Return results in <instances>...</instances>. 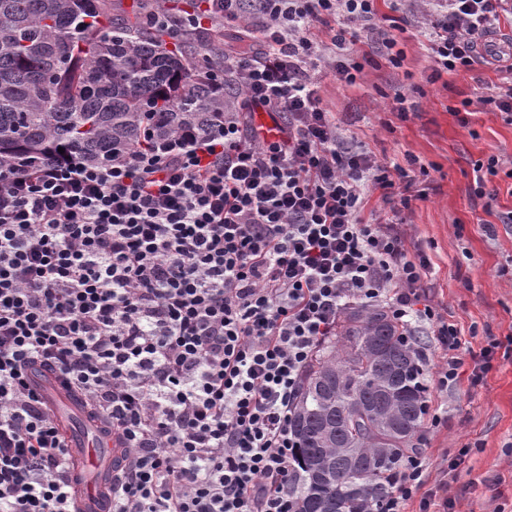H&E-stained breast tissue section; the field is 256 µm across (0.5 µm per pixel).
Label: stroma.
Wrapping results in <instances>:
<instances>
[{
  "label": "stroma",
  "instance_id": "obj_1",
  "mask_svg": "<svg viewBox=\"0 0 512 512\" xmlns=\"http://www.w3.org/2000/svg\"><path fill=\"white\" fill-rule=\"evenodd\" d=\"M400 39L406 53L402 67L390 66L375 52L355 85L341 84L322 68L314 78L345 142L391 163H405L412 155L429 169V195L401 212V228L408 242L431 259L432 300L470 332V345L477 349L484 335L512 336V223L500 219L512 211V178H495L492 209L472 193L476 160L491 155L512 160V123L476 102L496 81L495 64L434 80L415 26ZM399 94L410 105L404 117L392 109ZM465 99L475 102L467 129L450 113ZM489 224L494 227L490 234L485 231ZM428 397L431 412L442 418L438 428L423 427L418 441L430 468L445 466L447 456L464 446L472 448L451 484L453 512L497 507L512 512V494L492 500L482 483L491 470L512 483V352L496 354L477 386L464 383L446 394L433 388Z\"/></svg>",
  "mask_w": 512,
  "mask_h": 512
}]
</instances>
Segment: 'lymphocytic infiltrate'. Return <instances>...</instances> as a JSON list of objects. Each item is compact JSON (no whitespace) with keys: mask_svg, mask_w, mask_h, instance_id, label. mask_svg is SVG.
Masks as SVG:
<instances>
[{"mask_svg":"<svg viewBox=\"0 0 512 512\" xmlns=\"http://www.w3.org/2000/svg\"><path fill=\"white\" fill-rule=\"evenodd\" d=\"M434 74L474 70L512 0H419ZM376 0H207L251 48L225 55L224 126L184 128L91 164H0V512H70L66 441L27 373L48 366L110 429L123 467L110 512H296L291 417L304 371L351 305L386 308L439 391L478 384L427 294L430 259L394 220L426 180L354 149L310 72L355 84L362 35L392 64L398 25ZM326 41H318V31ZM278 114L273 137L253 124ZM391 218L363 220L371 196ZM447 478L411 453L381 512H451Z\"/></svg>","mask_w":512,"mask_h":512,"instance_id":"f902f5d3","label":"lymphocytic infiltrate"}]
</instances>
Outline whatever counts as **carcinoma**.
Listing matches in <instances>:
<instances>
[{"label":"carcinoma","instance_id":"cac0c4a2","mask_svg":"<svg viewBox=\"0 0 512 512\" xmlns=\"http://www.w3.org/2000/svg\"><path fill=\"white\" fill-rule=\"evenodd\" d=\"M223 53L220 32L170 49L112 0H0V162L75 151L107 163L185 126L213 131L231 100L193 59ZM426 409L401 325L381 308L345 312L291 418L297 512H375Z\"/></svg>","mask_w":512,"mask_h":512}]
</instances>
